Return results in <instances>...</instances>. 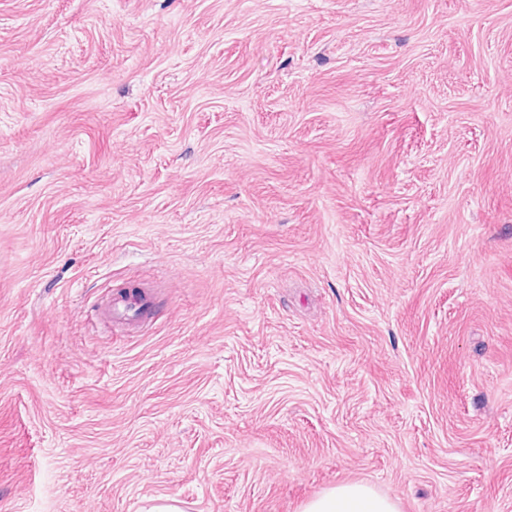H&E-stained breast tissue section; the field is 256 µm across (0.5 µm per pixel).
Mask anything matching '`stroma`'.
Wrapping results in <instances>:
<instances>
[{"instance_id":"1","label":"stroma","mask_w":512,"mask_h":512,"mask_svg":"<svg viewBox=\"0 0 512 512\" xmlns=\"http://www.w3.org/2000/svg\"><path fill=\"white\" fill-rule=\"evenodd\" d=\"M349 482L512 512V0H0V512ZM107 313L111 319L114 318L118 320L142 321L149 316L148 313L141 312V305L134 300H110Z\"/></svg>"}]
</instances>
